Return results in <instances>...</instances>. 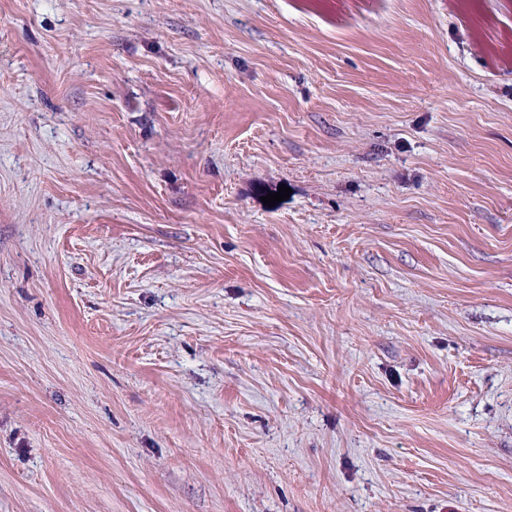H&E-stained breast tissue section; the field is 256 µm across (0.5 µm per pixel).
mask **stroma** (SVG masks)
I'll return each mask as SVG.
<instances>
[{
    "mask_svg": "<svg viewBox=\"0 0 512 512\" xmlns=\"http://www.w3.org/2000/svg\"><path fill=\"white\" fill-rule=\"evenodd\" d=\"M0 512H512V0H0Z\"/></svg>",
    "mask_w": 512,
    "mask_h": 512,
    "instance_id": "1",
    "label": "stroma"
}]
</instances>
